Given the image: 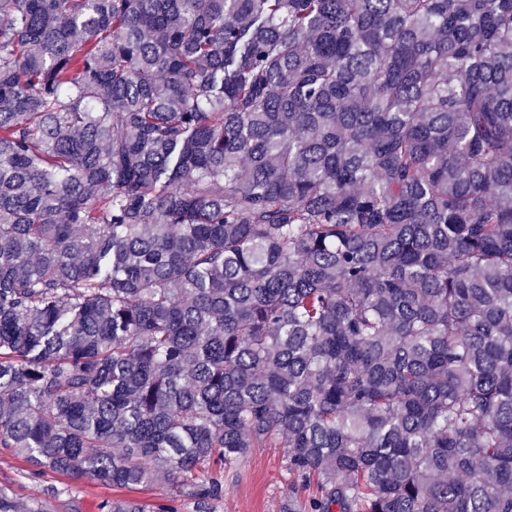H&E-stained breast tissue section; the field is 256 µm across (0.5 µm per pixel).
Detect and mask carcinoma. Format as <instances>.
Listing matches in <instances>:
<instances>
[{"mask_svg":"<svg viewBox=\"0 0 512 512\" xmlns=\"http://www.w3.org/2000/svg\"><path fill=\"white\" fill-rule=\"evenodd\" d=\"M274 444L512 512V0H0V447L214 512Z\"/></svg>","mask_w":512,"mask_h":512,"instance_id":"1","label":"carcinoma"}]
</instances>
